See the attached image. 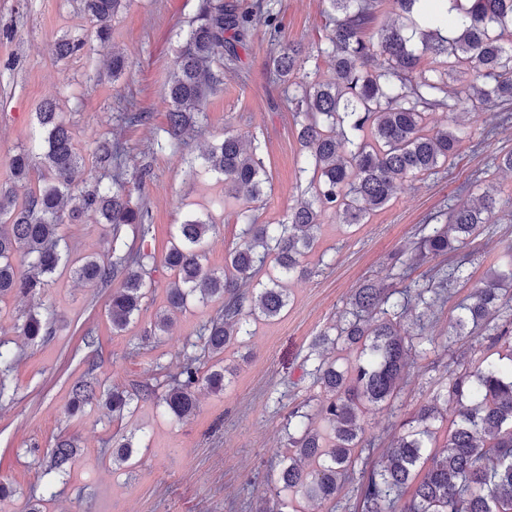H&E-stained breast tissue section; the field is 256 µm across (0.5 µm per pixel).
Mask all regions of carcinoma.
<instances>
[{
  "label": "carcinoma",
  "instance_id": "cac0c4a2",
  "mask_svg": "<svg viewBox=\"0 0 512 512\" xmlns=\"http://www.w3.org/2000/svg\"><path fill=\"white\" fill-rule=\"evenodd\" d=\"M81 11L96 23L95 37L103 47L111 37V21L129 0H79ZM386 0H327V42L317 47L335 72L332 81L298 78L306 60L299 44H280L278 14L258 2L239 12L224 0H201L195 26L179 49L173 79L165 88L172 103L164 136L156 139L163 151L177 149L185 131L204 117L208 95L223 85L224 53L236 43L259 39L272 46L268 69L284 87L293 112L297 138L304 150L300 172L310 174L311 198L289 210L279 224H259L253 204L262 200L267 171L253 137L246 154L239 136L229 131L204 155L209 170L224 177V189L243 206L244 242L229 253L223 270L204 264L207 237L213 224L191 216L175 225L165 264L175 279L167 289L168 308L157 314L153 334L165 333L171 314L194 296L219 300L221 309L200 331V353L184 354L179 370L169 376L160 401L176 419L195 414L197 390H220L224 369L205 370L201 360L224 353L229 344L249 334L247 321L275 318L288 305V293L276 279L255 286V273L275 254L283 275L305 272L304 261L317 246L314 230L323 213L339 224H361L366 215L384 207L397 184L430 175L452 160L464 136L467 119L488 111L491 104L512 103V0H391L396 19L382 21L379 7ZM451 26L455 33L444 37ZM80 39L62 37L55 44L59 59L79 54ZM429 62L423 63L425 54ZM472 78L448 90V78L458 72ZM436 111L452 116V124L433 127ZM42 153L15 154L11 162L14 185L0 186V297H34L49 285L58 268L67 264L88 284L118 282L112 289L108 315L112 329L124 331L140 314L145 298L142 270L150 255L123 251L120 228L136 226L146 237L148 211L132 203L129 181L120 172L124 147L109 139L95 142L94 156L111 182L77 184L82 169L71 130L46 102L35 113ZM46 171L36 189L25 188L35 161ZM23 195H18V188ZM496 199L486 192L473 204L448 208V222L435 224L416 242L418 260L448 253L479 235L491 223ZM92 213L112 225V260L88 255L71 258L62 247L60 226L74 224ZM459 264L435 266L427 282L402 287L369 280L351 299L352 319L339 329L335 341L347 351L346 367L321 361L310 375L331 394L318 414L330 426L332 443L311 427L310 414L291 412L288 457L281 461L279 480L295 496L336 504L346 482L356 483L354 512H512V347L488 355L475 369L454 377L442 394L457 406L443 446L437 445L441 414L439 400L422 405L376 464L354 458L363 448L360 408L390 401L407 375L411 332L402 323L412 302L428 307L453 288ZM502 277H492L461 305L455 334L486 333L489 346L512 333V313L502 327H489L502 300ZM50 321L36 311L22 325L31 340L48 333ZM75 410L97 398L94 382H74ZM136 393L113 389L105 403L120 416ZM76 454L70 439L56 443L46 473L65 477ZM360 469H355L356 463ZM411 495H406L408 488Z\"/></svg>",
  "mask_w": 512,
  "mask_h": 512
}]
</instances>
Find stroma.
Masks as SVG:
<instances>
[{
    "instance_id": "obj_1",
    "label": "stroma",
    "mask_w": 512,
    "mask_h": 512,
    "mask_svg": "<svg viewBox=\"0 0 512 512\" xmlns=\"http://www.w3.org/2000/svg\"><path fill=\"white\" fill-rule=\"evenodd\" d=\"M264 2L279 14L282 43L325 42L326 0ZM199 4L131 0L112 20L104 49L76 0H0V185L11 181L14 154L38 151L35 114L50 99L72 128L87 175L103 176L93 158V143L102 136L125 146L127 174L149 167V179L132 197L148 209L152 224L144 238L133 226L121 228L127 245L151 255L145 275L150 288L125 332H113L106 315L110 288L79 282L67 267L35 300L0 299V340L18 356L6 380L10 396L0 399V476L10 488L0 498V512H28L35 502L40 512H320L278 481L289 413L304 408L313 428L328 429L316 415L327 394L306 371L341 352L316 347V340L335 335L348 320L350 298L364 280L398 283L402 268L393 257H412L422 224L445 223L449 207L471 201L483 188L495 195L494 221L469 245L462 278L426 310V339L410 354L407 384L388 404L366 408L361 416L372 461L382 458L406 418L487 355L483 340L449 336L448 327L476 286L512 271V172L491 167L494 155L512 152V123L498 124L492 111L480 113L451 166L402 181L389 204L365 223L349 227L322 214L318 251L307 260L305 273L283 281L286 309L274 320L252 322L250 335L225 350L224 388L200 389L193 416L172 419L155 396L135 400L118 419L100 403L69 414L70 384L82 374H90L103 392L156 385L176 373L184 351L214 315L216 303L193 299L174 314L168 332L149 333L167 306L173 274L164 255L174 225L191 215L213 221L207 246L212 268H223L241 243L242 205L225 195L223 177L202 164L211 143L228 130L247 140L264 139L261 157L269 181L256 212L259 223L282 221L307 187L293 114L282 86L269 76V47L258 40L238 47L236 59L225 64L224 83L208 97L205 120L185 134L178 152H151L171 109L165 88L173 60ZM64 36L85 39L83 51L58 59L53 45ZM115 53L132 64L117 77L109 65ZM126 98L148 113L146 123L129 126L118 119ZM486 128L492 132L487 140L481 136ZM61 233L71 257L110 259L112 227L96 216L62 225ZM32 309L51 318L52 334L36 340L22 335L21 324ZM123 436L132 438L137 452L118 464L110 448ZM62 437L76 440L77 454L69 474L51 481L40 460Z\"/></svg>"
}]
</instances>
